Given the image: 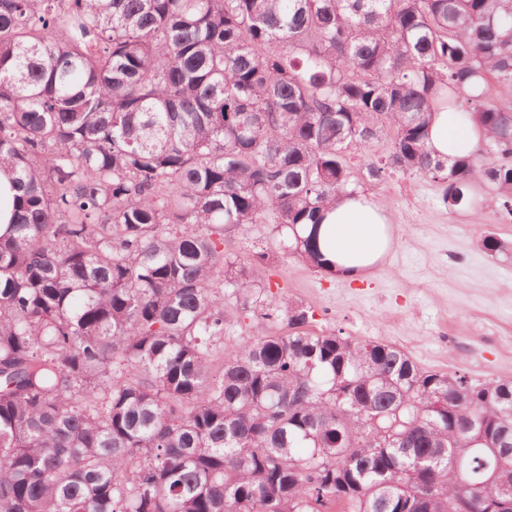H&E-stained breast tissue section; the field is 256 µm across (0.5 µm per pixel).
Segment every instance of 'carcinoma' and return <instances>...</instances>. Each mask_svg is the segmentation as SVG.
<instances>
[{
	"mask_svg": "<svg viewBox=\"0 0 512 512\" xmlns=\"http://www.w3.org/2000/svg\"><path fill=\"white\" fill-rule=\"evenodd\" d=\"M512 0H0V512H501L512 381L315 333L270 284L273 225L319 268L322 212L383 131L449 208L512 215ZM487 130L432 160L431 102ZM287 331L227 337L224 290ZM16 194L12 174L6 170H0V234L6 230L8 224H12ZM271 228L272 226L269 224H263V226H257L244 231L236 230L226 237L224 251L236 255L244 262L249 261L252 252L255 250L253 245L267 247L280 256L278 254V243L272 234L269 233Z\"/></svg>",
	"mask_w": 512,
	"mask_h": 512,
	"instance_id": "carcinoma-1",
	"label": "carcinoma"
}]
</instances>
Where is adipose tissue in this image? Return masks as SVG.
<instances>
[{
	"label": "adipose tissue",
	"mask_w": 512,
	"mask_h": 512,
	"mask_svg": "<svg viewBox=\"0 0 512 512\" xmlns=\"http://www.w3.org/2000/svg\"><path fill=\"white\" fill-rule=\"evenodd\" d=\"M484 136V129L475 121L448 109L446 104H436L429 127L433 157L454 163L473 153ZM389 224L387 210L371 193L339 196L324 211L318 227L327 259L323 274L361 276L390 249Z\"/></svg>",
	"instance_id": "obj_1"
}]
</instances>
